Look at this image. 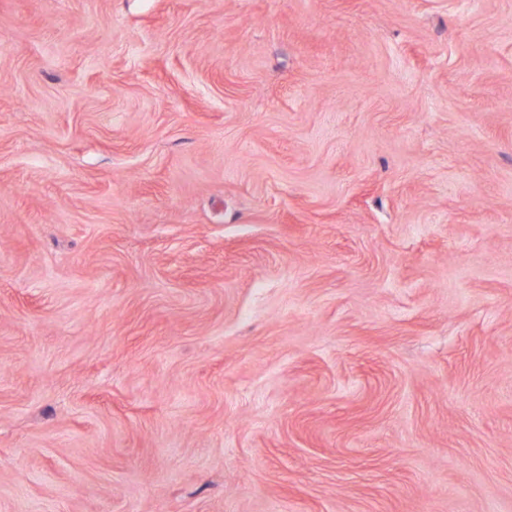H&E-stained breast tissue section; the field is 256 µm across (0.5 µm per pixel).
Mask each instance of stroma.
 Returning a JSON list of instances; mask_svg holds the SVG:
<instances>
[{"mask_svg":"<svg viewBox=\"0 0 512 512\" xmlns=\"http://www.w3.org/2000/svg\"><path fill=\"white\" fill-rule=\"evenodd\" d=\"M0 512H512V0H0Z\"/></svg>","mask_w":512,"mask_h":512,"instance_id":"35a3bbf8","label":"stroma"}]
</instances>
